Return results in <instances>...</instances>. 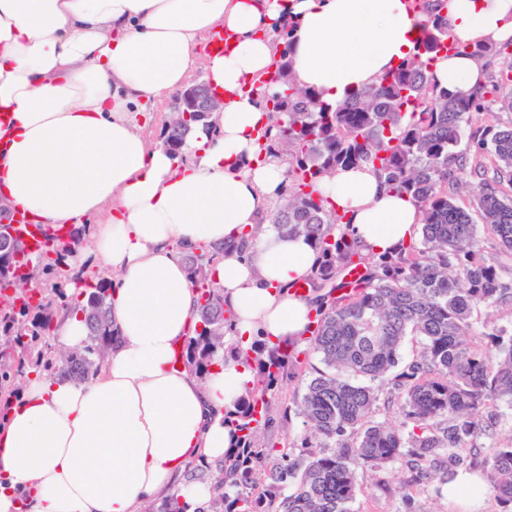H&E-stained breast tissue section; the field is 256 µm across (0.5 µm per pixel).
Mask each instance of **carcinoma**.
Here are the masks:
<instances>
[{"label": "carcinoma", "mask_w": 512, "mask_h": 512, "mask_svg": "<svg viewBox=\"0 0 512 512\" xmlns=\"http://www.w3.org/2000/svg\"><path fill=\"white\" fill-rule=\"evenodd\" d=\"M423 17L414 53L378 80L332 105L314 89L294 85L292 44L295 28L279 33L276 61L281 92L277 111L257 142L264 158L288 163L285 191L274 204L269 228L280 235L304 236L315 249L317 267L307 280L316 315L310 345L320 356L319 370L296 402L303 431L291 450L264 442L275 427L273 400L296 346H269L257 339L247 350L229 347L225 334L233 319L224 292L208 278L218 254L186 251L184 261L200 290L196 329L185 361L201 379L218 357L239 361L253 371L252 387L227 416L236 436L220 462L201 460L198 473L211 478L212 495L200 512H354L357 470L382 468L409 457L410 476L403 497L411 501L442 471L459 468L488 479L503 512H512V435L485 448L483 409L490 401L512 407V336L495 328L476 329L471 316L482 305L512 316V281L500 264L485 256L473 214H478L499 247L512 254V198L488 183L512 185V120L471 152L458 150L473 119L486 111V84L462 95L441 86L431 69L444 51L448 0H412ZM464 54L482 69L507 53L512 40L463 44ZM205 121L201 112L165 126L163 142L174 156ZM366 165L390 189L410 196L422 216V238L395 255L365 253L346 231V211L327 209L313 187L339 168ZM482 178L475 184L467 172ZM454 179V194L448 180ZM461 193L471 207L457 203ZM50 238L35 268L50 292L66 304L72 281L69 251ZM0 256V289L18 277L16 253ZM357 262L367 271L350 295H334L342 268ZM112 282L101 278L74 306L88 328V339L65 356L46 345L55 305L20 297L19 308L0 311V404L22 389V376L34 366L49 376L85 381L94 376L112 349ZM418 336L421 351L400 372L405 337ZM391 376L387 404L402 420L385 425L372 419L379 390L366 381ZM264 405V418L253 412ZM325 452L314 453L312 449ZM177 497L151 502L144 512H186Z\"/></svg>", "instance_id": "obj_1"}]
</instances>
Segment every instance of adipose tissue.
<instances>
[{"label":"adipose tissue","instance_id":"1","mask_svg":"<svg viewBox=\"0 0 512 512\" xmlns=\"http://www.w3.org/2000/svg\"><path fill=\"white\" fill-rule=\"evenodd\" d=\"M294 23L293 79L336 103L412 55L407 0H0V194L52 227H87L115 276L112 352L86 381L31 372L0 421V512H143L174 494L198 506L193 461L223 458L224 413L253 379L218 361L205 381L178 362L194 333L198 294L183 250L250 241L249 258L209 269L234 315L229 345L309 338L308 300L292 293L316 252L305 237L255 234L284 192L286 165L256 161L267 122L262 86L275 23ZM227 29L207 79L224 97L216 131L197 128L183 156L137 132L134 107L182 87L201 34ZM463 43L512 38V0H450ZM450 90L481 77L467 56L433 66ZM317 192L347 212L374 253L409 245L417 205L369 167L338 170Z\"/></svg>","mask_w":512,"mask_h":512}]
</instances>
